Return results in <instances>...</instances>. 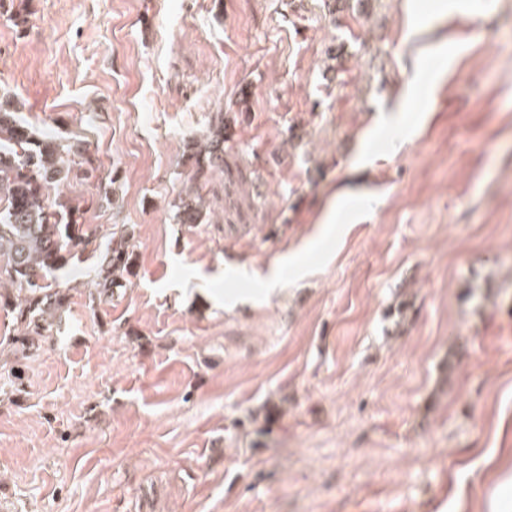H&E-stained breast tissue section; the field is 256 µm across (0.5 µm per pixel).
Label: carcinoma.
I'll list each match as a JSON object with an SVG mask.
<instances>
[{
	"label": "carcinoma",
	"mask_w": 512,
	"mask_h": 512,
	"mask_svg": "<svg viewBox=\"0 0 512 512\" xmlns=\"http://www.w3.org/2000/svg\"><path fill=\"white\" fill-rule=\"evenodd\" d=\"M225 132L220 113L204 141H190V181L197 182L224 163ZM72 154L81 151L49 135L35 136L13 108L0 103V310L28 329L21 336L0 339V380L14 389L23 380L21 360L29 358L27 351L36 338L69 304V293L48 283L49 275L88 250L99 252L106 271L97 292L132 274L124 234L112 231L107 243L98 242L80 222L81 201L62 194L49 201L51 187L94 177L96 168L88 161L76 165ZM175 207L181 224L202 220L194 196L178 197Z\"/></svg>",
	"instance_id": "1"
}]
</instances>
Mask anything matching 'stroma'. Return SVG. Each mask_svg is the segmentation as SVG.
I'll return each mask as SVG.
<instances>
[{"label":"stroma","mask_w":512,"mask_h":512,"mask_svg":"<svg viewBox=\"0 0 512 512\" xmlns=\"http://www.w3.org/2000/svg\"><path fill=\"white\" fill-rule=\"evenodd\" d=\"M25 0L0 100L122 225L0 396V512H491L512 480V0ZM439 79L372 132L416 62ZM224 167L190 186L214 112ZM204 200L199 224L171 208ZM353 193L335 224L340 190ZM406 9L409 13L407 38L410 39L421 33L425 27L431 25L436 19L448 11V5L442 4L440 10L433 14H423L415 3L407 1Z\"/></svg>","instance_id":"stroma-1"}]
</instances>
